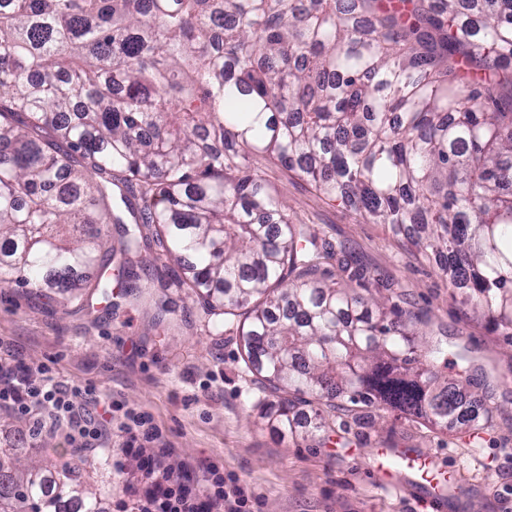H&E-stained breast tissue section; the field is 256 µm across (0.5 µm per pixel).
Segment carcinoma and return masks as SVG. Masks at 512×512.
<instances>
[{"label":"carcinoma","instance_id":"cac0c4a2","mask_svg":"<svg viewBox=\"0 0 512 512\" xmlns=\"http://www.w3.org/2000/svg\"><path fill=\"white\" fill-rule=\"evenodd\" d=\"M256 153L404 231L512 344V0H0V288L127 297L154 243L280 432H326L299 405L483 430L468 351L294 223ZM0 512L101 510L13 448Z\"/></svg>","mask_w":512,"mask_h":512}]
</instances>
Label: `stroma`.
<instances>
[{"label": "stroma", "mask_w": 512, "mask_h": 512, "mask_svg": "<svg viewBox=\"0 0 512 512\" xmlns=\"http://www.w3.org/2000/svg\"><path fill=\"white\" fill-rule=\"evenodd\" d=\"M271 192L287 202L299 224L345 246L366 270L374 291H392L401 307L422 315L431 341L466 346L477 371L471 393L492 411L479 437L463 428L439 432L423 420L367 411L360 425L341 426L326 411L329 438L307 445L279 433L266 416L270 395L249 373L238 336L216 335L187 289L166 288L169 311L115 299L79 309L50 289L36 301L26 289L0 290V360L47 364L54 380L90 386L96 393L151 416L168 451L164 464L202 482L215 465L252 496V512H431L432 491L410 482L390 487L371 470L377 460L430 457L454 480L444 512H512V345L491 321L451 300L447 283L389 225L363 222L316 193L305 181L256 155L252 160ZM30 422L0 415V448L23 444L30 456L79 463L63 433L30 437ZM141 478L136 461L123 474L111 466L93 473L96 488H111L102 512H115L127 486Z\"/></svg>", "instance_id": "stroma-1"}]
</instances>
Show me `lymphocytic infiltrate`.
Instances as JSON below:
<instances>
[{
	"label": "lymphocytic infiltrate",
	"mask_w": 512,
	"mask_h": 512,
	"mask_svg": "<svg viewBox=\"0 0 512 512\" xmlns=\"http://www.w3.org/2000/svg\"><path fill=\"white\" fill-rule=\"evenodd\" d=\"M0 412L31 420L36 431H64L76 451L113 448V413H121V454L113 457L112 469L122 472L123 457H136L152 479L146 490L132 489L135 512H250L249 498L238 486H227L223 472L209 468L202 486L183 476L169 474L152 448L159 434L141 412L97 395L93 388L64 385L48 375L46 366L18 369L0 361Z\"/></svg>",
	"instance_id": "lymphocytic-infiltrate-1"
}]
</instances>
